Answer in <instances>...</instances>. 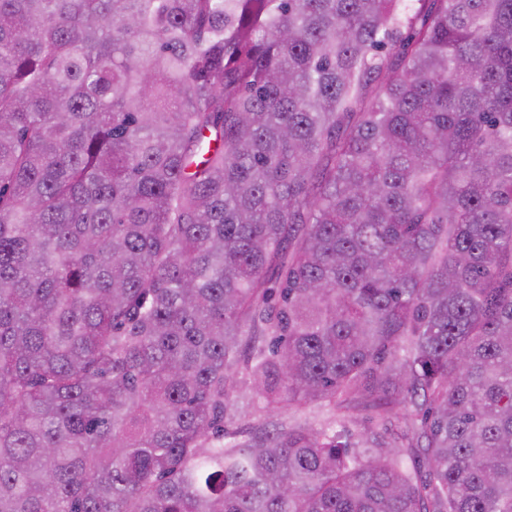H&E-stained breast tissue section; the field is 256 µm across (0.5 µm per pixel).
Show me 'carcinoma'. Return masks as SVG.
I'll return each instance as SVG.
<instances>
[{
  "label": "carcinoma",
  "instance_id": "cac0c4a2",
  "mask_svg": "<svg viewBox=\"0 0 512 512\" xmlns=\"http://www.w3.org/2000/svg\"><path fill=\"white\" fill-rule=\"evenodd\" d=\"M421 2L0 0V512H512V0ZM240 415L234 428L236 434L225 438L224 442H240L249 438L253 431L254 426L265 423L269 430L275 426L291 425L294 423H310L320 425L324 423L329 417L330 413L325 408L316 404H307L301 407H292L288 412H281L279 415L267 418L265 412L256 411L250 400L247 398H240ZM378 412L382 413L381 411L373 409H359L349 413H336V428L340 429V425L344 417H347V415H353L357 420L354 423H349V429L355 437H359L368 429V427H373L380 422Z\"/></svg>",
  "mask_w": 512,
  "mask_h": 512
}]
</instances>
